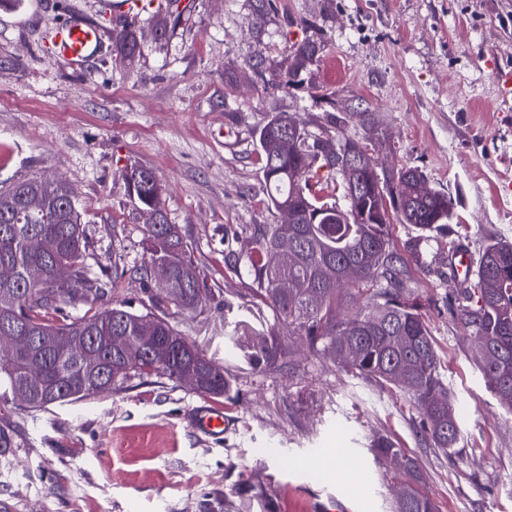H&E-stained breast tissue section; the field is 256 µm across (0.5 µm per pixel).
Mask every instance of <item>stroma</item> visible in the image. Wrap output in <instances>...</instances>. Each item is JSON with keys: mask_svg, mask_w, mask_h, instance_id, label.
<instances>
[{"mask_svg": "<svg viewBox=\"0 0 512 512\" xmlns=\"http://www.w3.org/2000/svg\"><path fill=\"white\" fill-rule=\"evenodd\" d=\"M107 0H0V188L59 178L73 190L89 244L87 267L106 289L97 307L146 296L144 222L127 167L153 170L170 223L202 268L208 298L184 313L161 300L184 336L230 375L231 392L204 398L164 378H132L106 392L38 411L0 402V506L8 512H315L335 497L347 512H393L384 437L412 456L439 512H512V418L475 366L478 352L450 314L467 288L451 256L479 260L512 241V0H182L180 18L148 5L113 14ZM96 24L103 49L67 64L53 33L68 16ZM311 27H302V20ZM132 27V58L112 34ZM323 52L292 89L275 86L289 44ZM337 93L348 114L369 106L383 133L379 166L418 168L448 194L453 217L421 244L409 286L441 356L461 427L451 453L426 445L420 417L399 391L338 371L257 306L245 272L224 266V238L244 224H277L268 209L254 132L273 112L326 122ZM123 270L113 285L114 270ZM284 351L254 366L263 336ZM207 405L223 435L196 431Z\"/></svg>", "mask_w": 512, "mask_h": 512, "instance_id": "35a3bbf8", "label": "stroma"}]
</instances>
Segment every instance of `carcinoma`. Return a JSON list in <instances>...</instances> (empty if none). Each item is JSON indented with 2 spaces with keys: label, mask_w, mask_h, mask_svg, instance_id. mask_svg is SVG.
<instances>
[{
  "label": "carcinoma",
  "mask_w": 512,
  "mask_h": 512,
  "mask_svg": "<svg viewBox=\"0 0 512 512\" xmlns=\"http://www.w3.org/2000/svg\"><path fill=\"white\" fill-rule=\"evenodd\" d=\"M138 47L136 34L122 30L113 37V51L130 58ZM321 51V44L304 39L290 45L291 87L299 71ZM306 122L288 112L268 116L255 136L258 160L267 188V206L287 209L292 224H247L224 248V265L243 269L250 290L260 305L288 332L304 339L309 351L330 360L356 377L374 380L402 392L420 415L421 436L436 448L450 450L460 439L453 401L440 373V355L421 312L415 291L408 287V261L392 237L394 224H411L422 240L448 223L451 200L435 191L428 197L416 193L423 175L412 167L376 172L371 162L358 178L366 192L353 198L336 157H326L311 168L307 155L322 140L309 139ZM127 192L139 209H155L160 225H144L149 262L142 278L150 276V261H167L173 275L189 280L179 297L170 302L183 312L205 303V277L181 234L164 237L172 227L165 211L163 187L155 173L131 167ZM37 191L44 199L50 220L25 211L24 198ZM87 235L66 183L19 181L0 190V265L15 269L14 279L0 281V328L15 327L33 337L32 346L9 361H0V402L13 399L16 386L27 380V365L38 361L37 378L29 382L26 408L41 410L55 403L76 401L90 394L118 391L138 376L165 378L195 368L202 377L197 393L218 399L230 389L224 366L216 363L162 315L151 312L157 295H147L144 313L120 303L83 315L67 311L79 301L103 292L84 265ZM70 269V280L53 283L56 263ZM475 284L463 292L453 318L475 344L487 346L492 355H481L476 367L499 407L512 416V242L488 244L475 269ZM286 280L290 288L279 284ZM151 318L155 337H139L134 319ZM64 336L87 339L93 361L70 353ZM130 341L132 354L114 350L112 341ZM166 353L160 362L153 352ZM281 353L276 337L252 355L259 365ZM376 456L398 455L408 466L399 470L409 497L396 501L395 512H437L433 500L421 490L422 477L414 460L395 443L382 439L373 448Z\"/></svg>",
  "instance_id": "obj_1"
}]
</instances>
